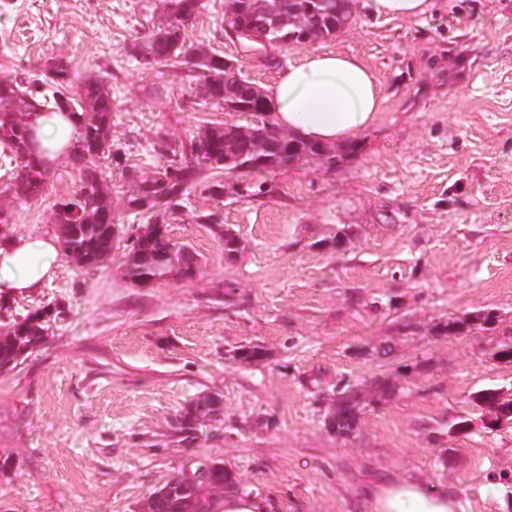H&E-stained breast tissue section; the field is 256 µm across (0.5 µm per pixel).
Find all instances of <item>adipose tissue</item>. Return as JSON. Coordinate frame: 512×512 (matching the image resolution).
Listing matches in <instances>:
<instances>
[{
	"instance_id": "1",
	"label": "adipose tissue",
	"mask_w": 512,
	"mask_h": 512,
	"mask_svg": "<svg viewBox=\"0 0 512 512\" xmlns=\"http://www.w3.org/2000/svg\"><path fill=\"white\" fill-rule=\"evenodd\" d=\"M267 102L278 126L318 144L343 143L370 128L383 104L381 88L356 57L311 51L288 65ZM54 237L0 232V298L39 288L52 279ZM369 512H462L455 495L415 479L384 477L365 490Z\"/></svg>"
}]
</instances>
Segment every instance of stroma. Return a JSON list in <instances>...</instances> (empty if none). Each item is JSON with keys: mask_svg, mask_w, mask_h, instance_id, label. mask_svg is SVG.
I'll list each match as a JSON object with an SVG mask.
<instances>
[{"mask_svg": "<svg viewBox=\"0 0 512 512\" xmlns=\"http://www.w3.org/2000/svg\"><path fill=\"white\" fill-rule=\"evenodd\" d=\"M225 0H201L185 28L267 88L311 44L242 52L224 36ZM168 0H0V80L36 74L47 56L105 77L112 95V211L125 233L130 170L162 144L250 123L205 101L180 68L143 66L135 51ZM326 50L357 57L381 85L373 126L339 145L333 168L299 161L228 174L223 197L189 187L167 219L198 259L193 279L144 285L122 251L83 273L58 255L54 279L15 297L59 318L43 346L0 372V512H138L197 461H223L270 512H368L382 476L448 487L467 512H512V424L489 428L476 394H512V0H435L411 20L356 0ZM79 182L51 169L46 195L0 193L20 233L57 234L53 205ZM268 185L267 193L252 190ZM220 211L244 251L198 215ZM489 312L486 329L435 324ZM258 344L259 364L234 360ZM395 393L364 407L354 437L323 424L337 383ZM212 393L222 411L199 440L175 418ZM467 429H458V422ZM503 499H481L488 479Z\"/></svg>", "mask_w": 512, "mask_h": 512, "instance_id": "35a3bbf8", "label": "stroma"}]
</instances>
